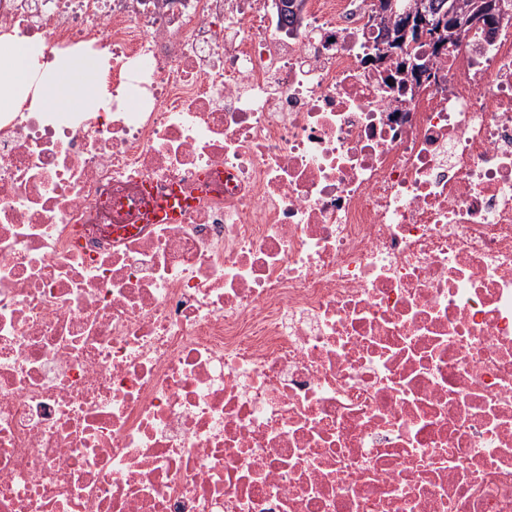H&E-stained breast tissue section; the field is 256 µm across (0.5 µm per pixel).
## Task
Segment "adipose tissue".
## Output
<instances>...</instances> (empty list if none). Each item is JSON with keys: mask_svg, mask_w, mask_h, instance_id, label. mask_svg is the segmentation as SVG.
Here are the masks:
<instances>
[{"mask_svg": "<svg viewBox=\"0 0 512 512\" xmlns=\"http://www.w3.org/2000/svg\"><path fill=\"white\" fill-rule=\"evenodd\" d=\"M107 94L103 71L80 53L46 67L30 42L0 35V112L32 102L44 112H96Z\"/></svg>", "mask_w": 512, "mask_h": 512, "instance_id": "adipose-tissue-1", "label": "adipose tissue"}]
</instances>
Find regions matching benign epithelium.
Listing matches in <instances>:
<instances>
[{"label": "benign epithelium", "mask_w": 512, "mask_h": 512, "mask_svg": "<svg viewBox=\"0 0 512 512\" xmlns=\"http://www.w3.org/2000/svg\"><path fill=\"white\" fill-rule=\"evenodd\" d=\"M373 9L379 18L390 14L400 20L397 38H389L380 45V55L386 59L398 52V45L414 47L421 41L436 39L429 33L432 25L427 0H374Z\"/></svg>", "instance_id": "obj_1"}]
</instances>
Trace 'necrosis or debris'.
<instances>
[{"mask_svg": "<svg viewBox=\"0 0 512 512\" xmlns=\"http://www.w3.org/2000/svg\"><path fill=\"white\" fill-rule=\"evenodd\" d=\"M0 31L112 93L0 113V512H512V9L417 78L370 0Z\"/></svg>", "mask_w": 512, "mask_h": 512, "instance_id": "1", "label": "necrosis or debris"}]
</instances>
